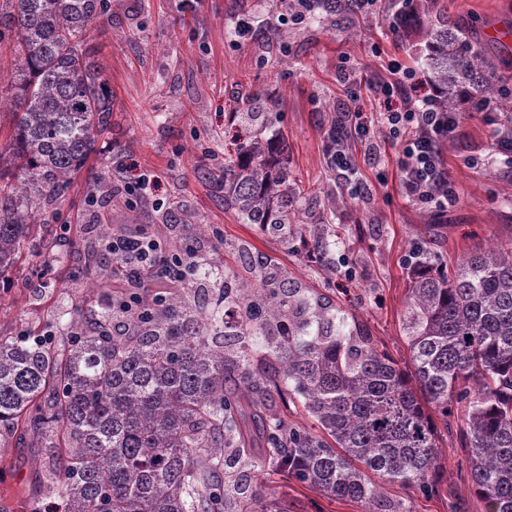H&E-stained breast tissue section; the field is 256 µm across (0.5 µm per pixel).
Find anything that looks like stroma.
Masks as SVG:
<instances>
[{
  "label": "stroma",
  "mask_w": 512,
  "mask_h": 512,
  "mask_svg": "<svg viewBox=\"0 0 512 512\" xmlns=\"http://www.w3.org/2000/svg\"><path fill=\"white\" fill-rule=\"evenodd\" d=\"M464 17L487 47L512 54V0H440ZM284 0H112V16L97 23L90 44L114 93L112 124L100 136L65 195L35 225L20 259L0 273V339L62 343L73 308L97 310L102 300L125 293L108 259L88 264L87 255L104 225L135 235L147 233L166 245L183 236L237 278L252 274L247 257L262 256L302 287L328 296L366 326L380 348L408 361L403 322L414 244L431 260L449 262L512 242V167L494 162L493 127L484 115L467 117L441 152L456 201L444 219L404 200L395 183L379 184L377 169L394 171L400 147L388 144L384 126L369 143L351 145L355 164L370 187L352 196L328 166L324 140L339 112H380L368 95L350 99L341 72L363 82L382 72L386 55L399 51L419 76L420 27L392 43L384 16L335 22L315 15L285 23L282 36H235L238 20L255 27L277 19ZM262 113L280 143L291 183L306 201L299 221L281 233L242 223L224 208V190L212 172L235 160L232 136L245 113ZM124 162L129 176H154V198L131 209L120 195L97 208L85 198L86 178L104 164ZM324 226L326 254L308 246L313 224ZM353 268L355 279L343 276ZM443 490L426 497L399 485L390 498L411 512H483L456 436L442 435ZM45 441L19 439L0 429V512H33L55 499L45 476ZM257 479L286 512H364L362 504L325 498L315 488L263 468Z\"/></svg>",
  "instance_id": "35a3bbf8"
}]
</instances>
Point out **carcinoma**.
Here are the masks:
<instances>
[{
    "instance_id": "cac0c4a2",
    "label": "carcinoma",
    "mask_w": 512,
    "mask_h": 512,
    "mask_svg": "<svg viewBox=\"0 0 512 512\" xmlns=\"http://www.w3.org/2000/svg\"><path fill=\"white\" fill-rule=\"evenodd\" d=\"M112 0H0V44L15 57L11 139L0 146V272L16 260L111 125L112 88L88 33ZM323 12L353 14L348 0ZM422 37L444 106L495 103L512 112V75L439 0H425ZM90 195L112 192L105 171ZM299 198L263 127L224 166V208L246 224L291 223ZM254 281L158 302L133 293L102 307L126 327L109 335L74 310L67 348L0 340V426L56 441L46 471L62 512H283L253 474L264 464L365 512H411L387 496L398 483L438 492L441 430L456 434L486 512H512V246L460 256L454 268L412 270L409 363L379 350L324 297L254 265ZM214 283L216 265L187 270ZM237 308L225 332L223 306ZM288 391L310 425L276 409Z\"/></svg>"
}]
</instances>
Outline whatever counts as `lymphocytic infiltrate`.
Segmentation results:
<instances>
[{"label":"lymphocytic infiltrate","instance_id":"lymphocytic-infiltrate-1","mask_svg":"<svg viewBox=\"0 0 512 512\" xmlns=\"http://www.w3.org/2000/svg\"><path fill=\"white\" fill-rule=\"evenodd\" d=\"M357 13L373 14L386 11L387 24L393 36L406 32L416 13L415 0H352ZM386 78L372 81L369 90L374 98L397 102V109L366 117L359 112H345L329 131L325 143L327 163L339 177L352 181L350 140H365L372 127L386 125L392 141L399 143L401 154L397 162V180L401 195L413 202L430 206L439 215L448 211L455 198L444 169L441 144L457 134L464 120L463 113L441 108L444 90L432 81L418 77L414 68L398 57L387 62ZM159 244L143 235L118 233L110 243L112 255L121 257L132 270L156 266L158 277L176 281L182 277L181 258L156 265Z\"/></svg>","mask_w":512,"mask_h":512}]
</instances>
